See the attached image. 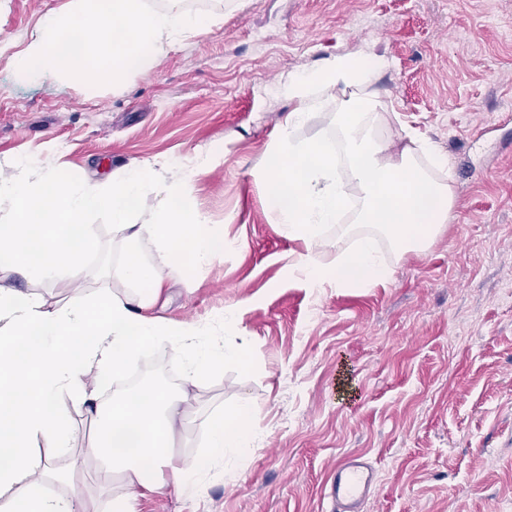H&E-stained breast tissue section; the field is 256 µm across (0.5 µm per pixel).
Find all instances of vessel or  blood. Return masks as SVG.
I'll use <instances>...</instances> for the list:
<instances>
[{
  "label": "vessel or blood",
  "instance_id": "obj_1",
  "mask_svg": "<svg viewBox=\"0 0 512 512\" xmlns=\"http://www.w3.org/2000/svg\"><path fill=\"white\" fill-rule=\"evenodd\" d=\"M376 469L352 456L337 461L327 499L333 512H364V506L375 490Z\"/></svg>",
  "mask_w": 512,
  "mask_h": 512
}]
</instances>
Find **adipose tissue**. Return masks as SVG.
<instances>
[{"instance_id":"obj_1","label":"adipose tissue","mask_w":512,"mask_h":512,"mask_svg":"<svg viewBox=\"0 0 512 512\" xmlns=\"http://www.w3.org/2000/svg\"><path fill=\"white\" fill-rule=\"evenodd\" d=\"M386 67L383 56L363 52L326 58L318 68L295 73L284 89L292 108L266 159V208L289 238L306 252L296 267L311 286L389 281L391 268L370 238L352 250L331 248L325 231L347 208L339 175L347 169L359 191L358 221L375 224L395 241L399 254L432 241L453 218V174L448 159L429 141L395 150L376 136L385 106L374 84ZM336 114V133L313 141L295 137L313 113ZM213 155H197L180 176L158 161L131 164L124 177L103 186L61 178L53 168H30L0 179V270L22 276L23 290L0 288V512H84L87 483L106 488L118 481L130 493L112 500V512H137V490L161 482L178 492L199 489L197 463L173 448L190 408V391L225 366L243 361V351L220 344L211 325L173 324L154 314L167 283L185 268L209 266L224 242L187 200V187L206 172ZM156 209L139 217L145 190ZM104 213L127 246L120 266L131 293L84 290L88 267L71 224ZM154 245L145 258L139 243ZM332 249L330 261L317 257ZM80 287L73 300L49 305L43 289L54 278ZM168 349L182 368V384L148 385L137 393L115 391L103 406L101 389L129 359L147 347ZM95 422L84 457L73 456L69 404ZM251 409L214 411L202 423L211 455L242 467L260 437ZM71 463L60 469L55 459Z\"/></svg>"}]
</instances>
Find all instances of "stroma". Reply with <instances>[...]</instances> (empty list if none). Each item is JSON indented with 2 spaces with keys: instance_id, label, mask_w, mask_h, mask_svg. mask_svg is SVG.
I'll use <instances>...</instances> for the list:
<instances>
[{
  "instance_id": "35a3bbf8",
  "label": "stroma",
  "mask_w": 512,
  "mask_h": 512,
  "mask_svg": "<svg viewBox=\"0 0 512 512\" xmlns=\"http://www.w3.org/2000/svg\"><path fill=\"white\" fill-rule=\"evenodd\" d=\"M62 2L0 0V178L48 163L105 182L135 160L177 171L211 152L187 197L230 248L154 312L211 323L237 306L242 324L224 341L244 345L246 363L195 390L177 451L203 453L200 417L218 409L249 405L263 432L235 476L210 461L199 495L167 486L138 496V512H330L328 475L346 455L378 471L365 512H512V0H188L215 25L120 86L22 79L16 54ZM368 49L391 62L377 134L400 147L418 135L447 155L454 218L399 258L348 211L328 238L372 237L392 277L313 288L290 270L303 243L265 212L262 165L289 76ZM88 223V287L124 294L121 234L106 214ZM129 367L168 388L181 377L167 355Z\"/></svg>"
}]
</instances>
